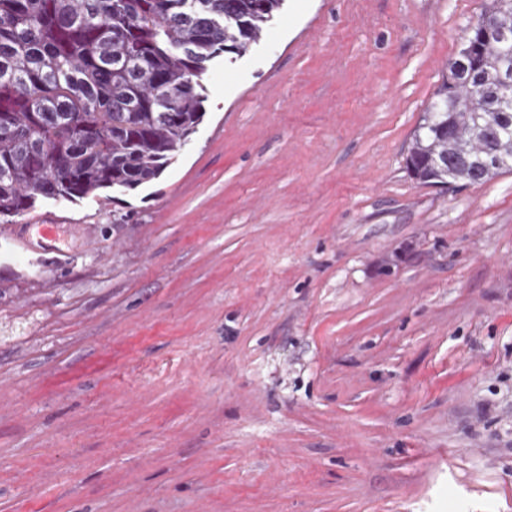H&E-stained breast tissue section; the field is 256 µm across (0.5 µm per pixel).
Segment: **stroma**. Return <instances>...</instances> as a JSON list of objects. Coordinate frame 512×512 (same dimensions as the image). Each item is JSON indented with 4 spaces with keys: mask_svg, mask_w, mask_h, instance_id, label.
Here are the masks:
<instances>
[{
    "mask_svg": "<svg viewBox=\"0 0 512 512\" xmlns=\"http://www.w3.org/2000/svg\"><path fill=\"white\" fill-rule=\"evenodd\" d=\"M485 2L285 0L157 180L0 223V512H512V173L406 168Z\"/></svg>",
    "mask_w": 512,
    "mask_h": 512,
    "instance_id": "stroma-1",
    "label": "stroma"
}]
</instances>
